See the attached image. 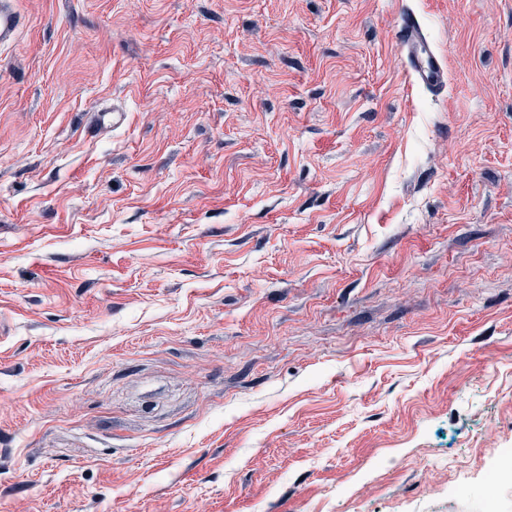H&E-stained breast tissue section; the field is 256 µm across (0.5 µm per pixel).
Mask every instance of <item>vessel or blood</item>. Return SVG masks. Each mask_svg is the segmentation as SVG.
Masks as SVG:
<instances>
[{
	"label": "vessel or blood",
	"mask_w": 512,
	"mask_h": 512,
	"mask_svg": "<svg viewBox=\"0 0 512 512\" xmlns=\"http://www.w3.org/2000/svg\"><path fill=\"white\" fill-rule=\"evenodd\" d=\"M22 25L15 0H0V46L11 45ZM397 42L407 64L419 83L432 89L443 87L446 67L441 56L431 47L412 17H403L397 31Z\"/></svg>",
	"instance_id": "vessel-or-blood-1"
}]
</instances>
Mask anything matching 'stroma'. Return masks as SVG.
Masks as SVG:
<instances>
[{"mask_svg":"<svg viewBox=\"0 0 512 512\" xmlns=\"http://www.w3.org/2000/svg\"><path fill=\"white\" fill-rule=\"evenodd\" d=\"M18 9L0 512H512V0ZM397 42L409 69L419 83L431 89L443 87L447 74L446 66L412 17L406 15L402 18L397 31ZM483 481L489 488L512 481V448L503 449L499 462L483 474Z\"/></svg>","mask_w":512,"mask_h":512,"instance_id":"35a3bbf8","label":"stroma"}]
</instances>
